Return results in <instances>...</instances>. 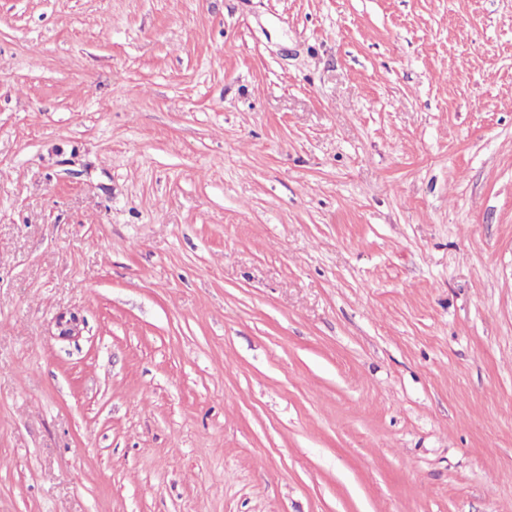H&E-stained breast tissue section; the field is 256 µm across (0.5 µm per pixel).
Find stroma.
Segmentation results:
<instances>
[{"mask_svg": "<svg viewBox=\"0 0 512 512\" xmlns=\"http://www.w3.org/2000/svg\"><path fill=\"white\" fill-rule=\"evenodd\" d=\"M0 512H512V0H0Z\"/></svg>", "mask_w": 512, "mask_h": 512, "instance_id": "stroma-1", "label": "stroma"}]
</instances>
